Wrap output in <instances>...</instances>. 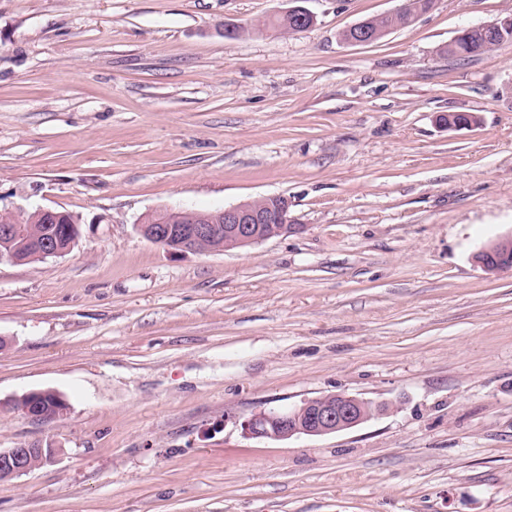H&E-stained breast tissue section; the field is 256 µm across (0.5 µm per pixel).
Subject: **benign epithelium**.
<instances>
[{"mask_svg":"<svg viewBox=\"0 0 512 512\" xmlns=\"http://www.w3.org/2000/svg\"><path fill=\"white\" fill-rule=\"evenodd\" d=\"M4 214L12 222L0 221V239H22L36 249L35 257L46 259L62 256L78 243L80 225L69 224L66 246L43 236L26 235L21 218L8 208ZM165 212L155 213V220L139 224L141 235L149 242L173 253H203L223 251L251 245L297 228L288 216V207L277 215L261 211L256 201L244 202L212 212L207 216L195 210H185L188 223L178 227L162 220ZM478 262L490 272L512 269V236L481 251ZM372 418L363 409V400L347 394H330L304 401L286 411L271 409L252 415L244 423L245 434L251 438L289 439L295 435L321 436L353 428ZM55 448L25 446L0 450V482L19 476L51 462Z\"/></svg>","mask_w":512,"mask_h":512,"instance_id":"1","label":"benign epithelium"}]
</instances>
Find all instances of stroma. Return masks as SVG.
Here are the masks:
<instances>
[{"label":"stroma","instance_id":"stroma-1","mask_svg":"<svg viewBox=\"0 0 512 512\" xmlns=\"http://www.w3.org/2000/svg\"><path fill=\"white\" fill-rule=\"evenodd\" d=\"M0 0V204L82 218L0 262V449H56L0 512H512V44L440 56L512 0ZM248 27L224 38V23ZM473 113L448 130L438 115ZM287 197L296 231L171 253L146 214ZM33 390L60 419L25 416ZM388 404L287 440L242 423L330 393ZM430 1L431 0L403 1L404 3L396 11L393 12L395 14H387L365 19H371V24L369 25L371 36H373V41L371 42H376L380 40L394 29L411 25L415 21L413 17L409 18L411 12L416 11L418 9L423 10L426 7H431L430 4L428 3ZM291 13L299 22H303L306 19V16L310 15L312 19L314 16L305 8L301 6L293 7L287 12ZM288 14L275 16L274 19H270L268 22H265L264 25L271 26L272 28L288 33L300 32L313 24L312 20H308V22L300 24L297 21H294ZM511 248V256H510ZM481 254L480 256H478ZM477 255L478 262L490 272L512 269V236L504 238Z\"/></svg>","mask_w":512,"mask_h":512}]
</instances>
